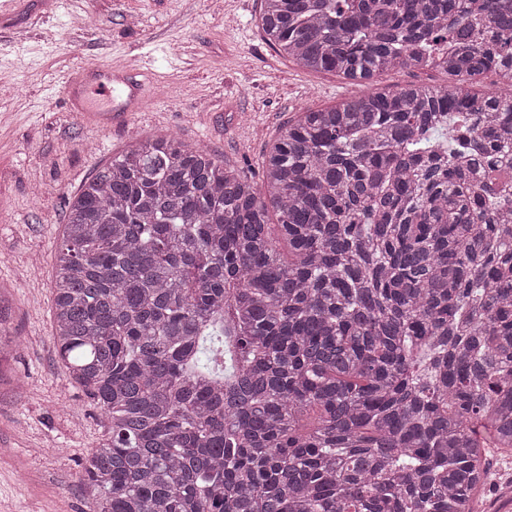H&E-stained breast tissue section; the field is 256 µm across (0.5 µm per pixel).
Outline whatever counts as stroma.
Listing matches in <instances>:
<instances>
[{
	"mask_svg": "<svg viewBox=\"0 0 512 512\" xmlns=\"http://www.w3.org/2000/svg\"><path fill=\"white\" fill-rule=\"evenodd\" d=\"M259 0H18L0 10V512H90L82 463L104 429L53 339L54 256L68 203L132 142L173 136L261 182L283 126L364 85L276 52ZM115 62L167 90L123 126L67 111L62 78Z\"/></svg>",
	"mask_w": 512,
	"mask_h": 512,
	"instance_id": "obj_1",
	"label": "stroma"
}]
</instances>
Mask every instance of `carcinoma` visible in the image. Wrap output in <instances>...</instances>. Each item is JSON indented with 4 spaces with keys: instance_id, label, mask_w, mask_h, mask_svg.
<instances>
[{
    "instance_id": "cac0c4a2",
    "label": "carcinoma",
    "mask_w": 512,
    "mask_h": 512,
    "mask_svg": "<svg viewBox=\"0 0 512 512\" xmlns=\"http://www.w3.org/2000/svg\"><path fill=\"white\" fill-rule=\"evenodd\" d=\"M260 2L369 91L287 124L259 186L169 136L72 199L54 339L106 429L95 512H472L512 453V93L476 90L512 84V0ZM424 67L448 85L376 81Z\"/></svg>"
}]
</instances>
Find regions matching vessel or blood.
<instances>
[{"label": "vessel or blood", "mask_w": 512, "mask_h": 512, "mask_svg": "<svg viewBox=\"0 0 512 512\" xmlns=\"http://www.w3.org/2000/svg\"><path fill=\"white\" fill-rule=\"evenodd\" d=\"M69 111L82 115L94 126L109 128L143 111L150 97L151 85L135 70L117 69L108 64L81 67L63 86Z\"/></svg>", "instance_id": "1"}]
</instances>
